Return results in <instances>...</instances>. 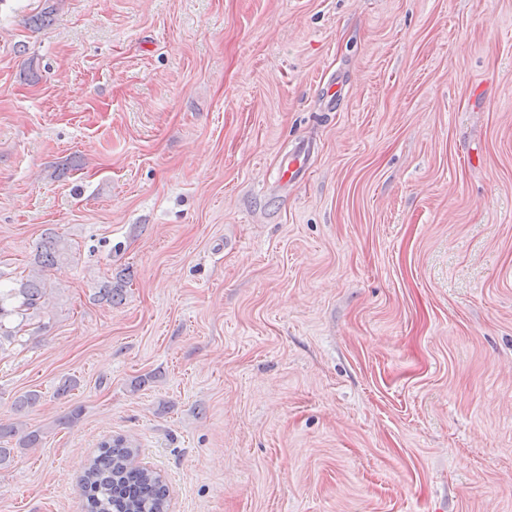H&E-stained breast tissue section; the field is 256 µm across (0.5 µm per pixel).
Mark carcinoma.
Wrapping results in <instances>:
<instances>
[{
	"mask_svg": "<svg viewBox=\"0 0 512 512\" xmlns=\"http://www.w3.org/2000/svg\"><path fill=\"white\" fill-rule=\"evenodd\" d=\"M67 244L48 229L38 246L35 268L10 288L0 287V349L16 332L4 328L10 318L26 319L40 313L50 286L45 269L68 255ZM14 438L20 448H35L41 435L24 432L14 424L0 422V464L10 459L12 449L3 447ZM88 512H168L167 488L161 475L138 462V449L117 437L100 443L97 454L85 465L79 480Z\"/></svg>",
	"mask_w": 512,
	"mask_h": 512,
	"instance_id": "carcinoma-1",
	"label": "carcinoma"
}]
</instances>
